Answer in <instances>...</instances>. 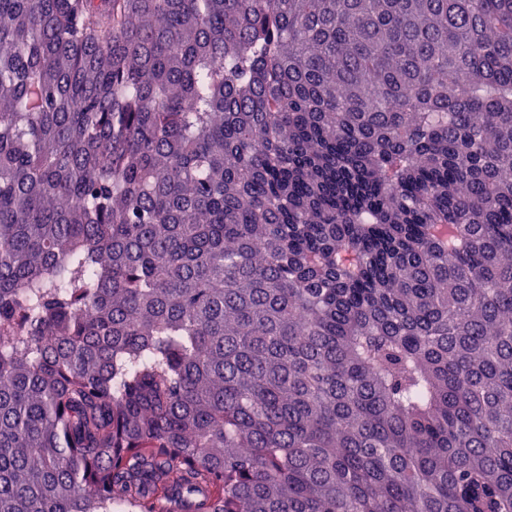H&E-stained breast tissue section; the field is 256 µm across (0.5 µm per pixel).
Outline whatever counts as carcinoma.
I'll use <instances>...</instances> for the list:
<instances>
[{"mask_svg":"<svg viewBox=\"0 0 512 512\" xmlns=\"http://www.w3.org/2000/svg\"><path fill=\"white\" fill-rule=\"evenodd\" d=\"M0 512H512V0H0Z\"/></svg>","mask_w":512,"mask_h":512,"instance_id":"obj_1","label":"carcinoma"}]
</instances>
